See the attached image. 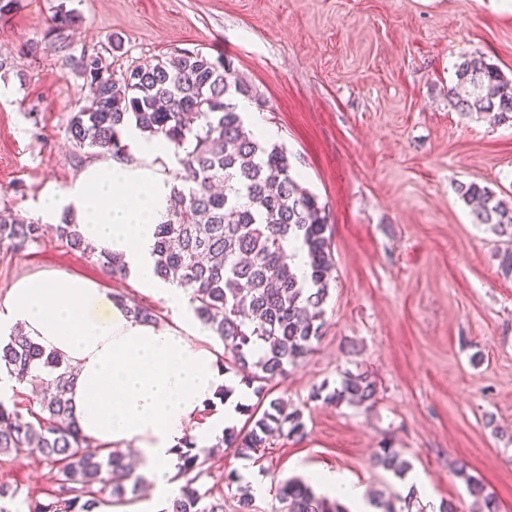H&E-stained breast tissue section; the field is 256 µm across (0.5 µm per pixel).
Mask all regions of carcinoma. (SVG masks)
<instances>
[{"instance_id":"obj_1","label":"carcinoma","mask_w":512,"mask_h":512,"mask_svg":"<svg viewBox=\"0 0 512 512\" xmlns=\"http://www.w3.org/2000/svg\"><path fill=\"white\" fill-rule=\"evenodd\" d=\"M75 22V14L61 3L49 28L91 100L90 106L72 112L69 139L121 160L122 133L133 123L147 137L162 136L182 152L180 169L171 174L166 218L156 227L155 273L165 280L177 278L196 318L224 344V372H234L263 394L287 375L288 367L305 359L322 335L323 305L335 268L325 207L291 175L281 145L246 131L237 97L256 96L248 84L229 81V63L186 51L135 60L117 72L103 64L100 53L83 49L77 54L62 40ZM456 77L448 95L460 113L494 112L500 121L512 116V79L484 56L464 57ZM460 191L472 207L473 223L486 224L503 238L501 270L512 276V201L477 183L462 185ZM50 230L109 273L125 271L121 257L95 250L76 224L47 227L0 213V243L7 241L17 250L39 243ZM294 242L306 254L303 273L288 251ZM1 371L18 380L34 371L48 377L34 420L0 402V455L35 448L58 474V490L42 502L27 503L28 512H101L107 502L122 504L137 495L143 478L129 481V464L121 452L86 451L88 442L71 411V371L61 357L45 352L16 327L7 341H0ZM373 395L367 376L352 372L340 387L327 393L322 386L312 393L327 404L359 406ZM237 411L247 416L245 425L225 427L221 443L240 456L264 451L275 433H304L300 413L280 398L269 400L263 410L239 404ZM195 447L190 436L180 444L175 469L184 484L167 512H224V497L198 486L206 469ZM374 463L398 476L409 469L395 448L379 449ZM240 480L233 471L224 475L227 486H236L237 512H252V496ZM466 483L485 512H496L482 485L469 477ZM275 496L281 512H348L338 499L316 493L301 478L279 482ZM411 503L382 492L370 499L378 512H411Z\"/></svg>"}]
</instances>
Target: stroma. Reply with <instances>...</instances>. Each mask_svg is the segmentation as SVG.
<instances>
[{
  "label": "stroma",
  "mask_w": 512,
  "mask_h": 512,
  "mask_svg": "<svg viewBox=\"0 0 512 512\" xmlns=\"http://www.w3.org/2000/svg\"><path fill=\"white\" fill-rule=\"evenodd\" d=\"M61 2L77 16L74 48L121 38L117 70L184 49L212 56L223 42L292 176L328 216L335 269L322 336L272 389L300 411L305 433L273 437L249 458L212 449L200 487L223 491L225 512H236L222 481L234 470L253 490V512H278V482L329 470L412 497V512L449 502L479 512L470 476L497 512H512V279L498 236L473 223L458 192L475 182L512 196V121L462 115L448 98L462 56L512 74V0H16L0 16V56L12 62L0 70V209L26 221L103 158L66 133L87 95L47 35ZM44 272L94 280L162 325L185 314L52 232L23 250L0 243V302ZM348 372L368 376L371 403L312 399ZM385 444L425 478L429 497L374 466ZM0 483L17 489L0 503L15 512L52 493L56 476L35 451L0 456Z\"/></svg>",
  "instance_id": "stroma-1"
}]
</instances>
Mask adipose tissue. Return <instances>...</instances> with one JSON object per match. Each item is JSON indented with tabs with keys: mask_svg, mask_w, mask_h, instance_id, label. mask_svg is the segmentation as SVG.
Returning a JSON list of instances; mask_svg holds the SVG:
<instances>
[{
	"mask_svg": "<svg viewBox=\"0 0 512 512\" xmlns=\"http://www.w3.org/2000/svg\"><path fill=\"white\" fill-rule=\"evenodd\" d=\"M125 139L133 161L103 160L50 197L46 221L73 215L82 235L121 255L125 270L169 306H182L177 282L154 273L155 227L167 208L168 176L159 159L172 144L149 141L136 127ZM73 367V414L93 442L137 448L140 470L158 489L178 493L176 448L195 414L227 378L214 354L195 346L189 322L164 327L136 318L96 281L64 273L19 280L0 303V334L14 326Z\"/></svg>",
	"mask_w": 512,
	"mask_h": 512,
	"instance_id": "1",
	"label": "adipose tissue"
}]
</instances>
